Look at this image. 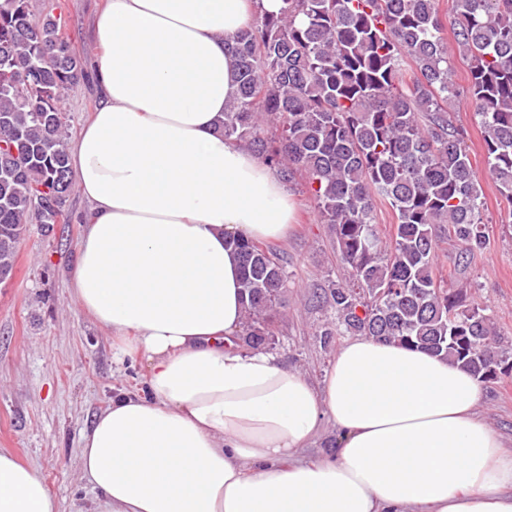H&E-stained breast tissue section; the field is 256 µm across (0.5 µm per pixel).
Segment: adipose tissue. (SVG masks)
Wrapping results in <instances>:
<instances>
[{
    "instance_id": "adipose-tissue-1",
    "label": "adipose tissue",
    "mask_w": 512,
    "mask_h": 512,
    "mask_svg": "<svg viewBox=\"0 0 512 512\" xmlns=\"http://www.w3.org/2000/svg\"><path fill=\"white\" fill-rule=\"evenodd\" d=\"M282 0H104L99 102L70 155L88 209L71 292L117 362H142L82 436L86 512H512V451L458 365L357 336L321 382L241 349L229 236L282 241L275 172L217 127L237 89L228 41ZM332 459L301 452L325 423ZM0 451V512H59Z\"/></svg>"
}]
</instances>
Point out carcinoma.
Listing matches in <instances>:
<instances>
[{
	"mask_svg": "<svg viewBox=\"0 0 512 512\" xmlns=\"http://www.w3.org/2000/svg\"><path fill=\"white\" fill-rule=\"evenodd\" d=\"M453 35L469 60L458 88L441 37L439 0H282L229 46L237 95L219 128L283 179H305L332 225L349 281L313 292L334 310L321 341L344 332L420 348L482 383L512 373L486 308L448 288L433 260L437 229L465 271L486 247L481 176L454 104L465 97L484 130L487 167L512 199V0H454ZM61 21L36 24L29 0L0 3V271L13 274L27 224L50 235L74 191L62 92L82 76ZM418 76L408 77L407 67ZM396 217L384 243L376 201ZM241 271L239 345L271 344L288 271L271 245L232 237Z\"/></svg>",
	"mask_w": 512,
	"mask_h": 512,
	"instance_id": "cac0c4a2",
	"label": "carcinoma"
}]
</instances>
